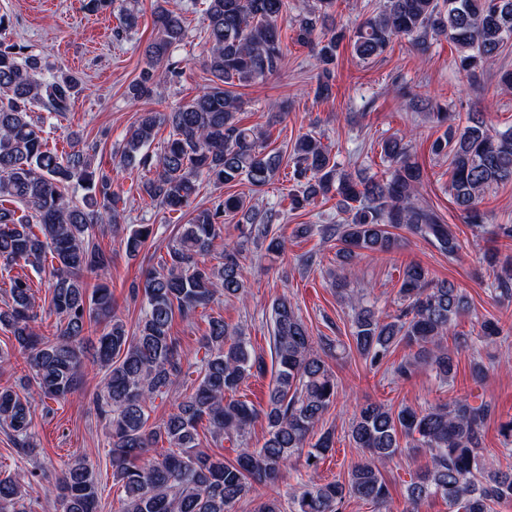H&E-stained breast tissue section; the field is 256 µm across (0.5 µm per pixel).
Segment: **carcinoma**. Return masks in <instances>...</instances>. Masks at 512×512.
Masks as SVG:
<instances>
[{
    "instance_id": "carcinoma-1",
    "label": "carcinoma",
    "mask_w": 512,
    "mask_h": 512,
    "mask_svg": "<svg viewBox=\"0 0 512 512\" xmlns=\"http://www.w3.org/2000/svg\"><path fill=\"white\" fill-rule=\"evenodd\" d=\"M168 5L169 0H155L157 32L144 48L145 67L126 88L131 100L150 95L182 73L173 48L184 41L186 28L182 15ZM203 5L207 86L168 112L141 113L120 147L119 163L145 172L139 189L151 205L189 215L159 269L148 272L143 283L131 284L132 295L144 296L132 333L114 318L107 282L112 252L100 246L94 226L125 231L123 244L131 257L155 238L158 228L121 227L124 208L113 189L112 171L94 165V156L79 143L59 153L42 136L34 109L65 115L84 90L80 79L46 65L23 45L0 40V270L9 272L19 264L37 273L50 268L49 308L59 316L56 334L37 331L30 278L9 277L10 301L0 308V326L26 355L29 374L19 390L0 384V429L12 436L18 455L31 456L36 401L67 400L83 383L84 359L92 357L105 371L95 403L109 427L106 455L112 475L124 489L120 512H233L253 485L277 480L291 459L303 456L306 468L315 470L334 448L333 430L315 433L336 401V376L326 362L334 345L314 341L286 298L275 301L271 311L276 371L266 409L236 397L247 379L264 372L263 359L252 355L242 328L231 329L224 318L212 317L192 392L161 423H149L148 404L169 395L187 376L170 333L175 316L205 310L221 295H247L244 255L240 244L224 241L225 220L242 215L236 224L239 236L268 241L266 252L278 256L283 241L269 236L270 224L289 209L297 211L332 195L345 214L343 221L301 224L297 233L316 231L336 241V256L343 264L365 252L399 248L401 238L393 228L407 230L450 261L460 249L451 225L416 202L423 170L403 136L381 141L387 168L368 175L340 168L321 139L303 134L288 155L292 189L281 196L277 208L259 216L246 198L230 195L216 198L209 207L190 209L202 174L216 184L246 181L259 190L275 179L283 163L280 153L268 149L264 134L241 123V102L226 86H248L280 71L286 51L280 25L285 0H203ZM334 7L335 0H317L294 28L295 42L312 48L321 66L315 95L322 99L333 94L331 65L344 40L341 31L317 35V28L332 20ZM86 8L113 13L118 39L138 25L139 10L132 0H88ZM441 35L457 46L458 68L477 78L512 39V0H379L376 13L354 28L351 46L359 59L368 61L397 37L423 44ZM428 117L444 128L431 151L449 159L450 194L466 222L476 233L489 235L490 242L502 241L512 249V224L489 228L479 208L488 188L512 182V128L493 130L478 112L468 113L462 126L440 106ZM163 124L171 128L169 139L153 155L146 147ZM8 203L24 207L25 213L17 215ZM218 246L223 265L217 269L206 256ZM485 257L495 268L490 288L494 298H512V257L500 259L497 247ZM399 295L403 308L395 316L348 298L357 352L373 369L403 343L414 352L396 368L398 375L425 365L440 382H448L454 364L443 339L469 313L466 296L454 283L430 278L420 265L404 269ZM511 332L512 326L491 317L481 323L476 339L459 335L457 340L464 347L475 340L496 343ZM493 414L491 403H476L468 395L421 410L404 406L393 411L375 402L359 405L349 436L364 450V458L344 480L299 482L289 494V512H343L350 499L372 503L375 512H394L382 468L404 447L430 455L405 487L404 512H422L436 498L448 512H491L495 503L512 500V469L496 468L483 456L484 433ZM260 418L266 422L267 438L252 448L245 437ZM202 426L217 441L226 436L240 440L234 460L199 449ZM161 442L168 444L163 452L136 464ZM48 494L60 512H98L102 499L94 468L84 459L64 463ZM0 512H32L10 475L0 474Z\"/></svg>"
}]
</instances>
